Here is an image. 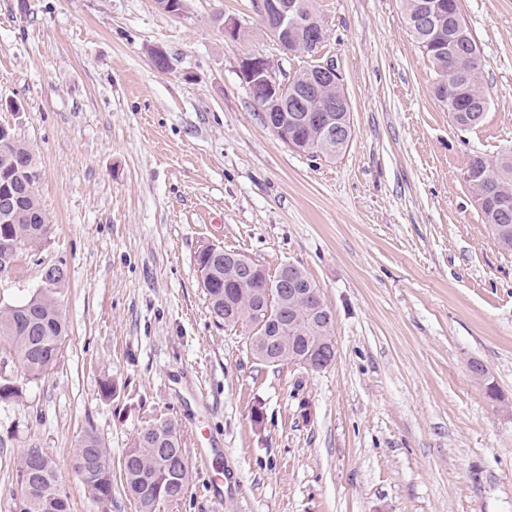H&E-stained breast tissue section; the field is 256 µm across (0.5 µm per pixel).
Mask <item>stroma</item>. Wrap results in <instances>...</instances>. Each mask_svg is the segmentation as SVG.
<instances>
[{
    "instance_id": "obj_1",
    "label": "stroma",
    "mask_w": 512,
    "mask_h": 512,
    "mask_svg": "<svg viewBox=\"0 0 512 512\" xmlns=\"http://www.w3.org/2000/svg\"><path fill=\"white\" fill-rule=\"evenodd\" d=\"M315 5L327 37L307 57L279 49L256 0H186L176 16L156 0H0V124L33 151L50 224L0 276V308L60 265L69 325L52 368L0 400V512H20L29 448L57 463L71 512H99L70 466L79 435L93 428L116 466L158 418L193 461L164 512H512V254L463 180L474 156L512 162V0L459 2L489 102L465 130L403 0ZM222 15L243 39L224 38ZM246 53L291 75L336 64L342 156L271 132L239 76ZM207 245L271 274L304 267L335 363L267 366L245 326L218 325L196 264Z\"/></svg>"
}]
</instances>
